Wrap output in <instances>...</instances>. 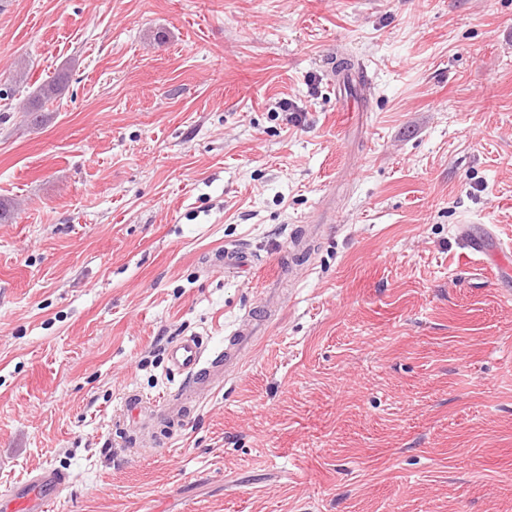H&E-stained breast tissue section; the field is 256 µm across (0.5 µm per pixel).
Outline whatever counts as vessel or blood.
I'll use <instances>...</instances> for the list:
<instances>
[{
  "label": "vessel or blood",
  "mask_w": 512,
  "mask_h": 512,
  "mask_svg": "<svg viewBox=\"0 0 512 512\" xmlns=\"http://www.w3.org/2000/svg\"><path fill=\"white\" fill-rule=\"evenodd\" d=\"M250 338L248 332L235 331L224 350L216 354L209 352L197 336H184L173 342L168 350L169 361L184 375L186 384L160 407L159 416L180 414L194 394L223 383L225 368L241 363ZM68 484V475L55 468L30 473L0 494V512H51L54 501Z\"/></svg>",
  "instance_id": "obj_1"
}]
</instances>
